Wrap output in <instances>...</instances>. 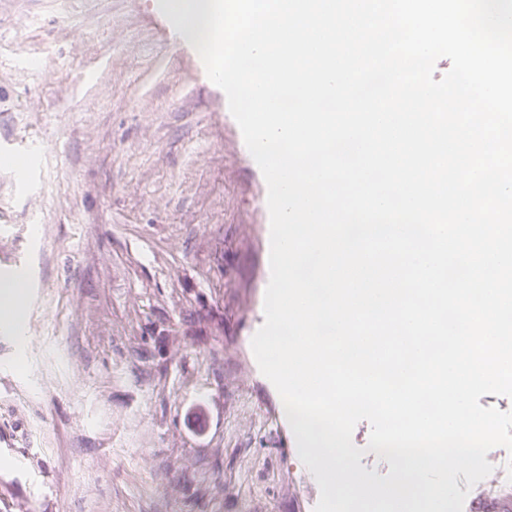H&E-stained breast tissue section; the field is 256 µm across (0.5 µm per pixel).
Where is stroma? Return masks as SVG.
I'll list each match as a JSON object with an SVG mask.
<instances>
[{
    "label": "stroma",
    "mask_w": 512,
    "mask_h": 512,
    "mask_svg": "<svg viewBox=\"0 0 512 512\" xmlns=\"http://www.w3.org/2000/svg\"><path fill=\"white\" fill-rule=\"evenodd\" d=\"M264 176L155 0H0V512H303L262 403ZM28 282L20 277L0 284V322L13 336L23 337L28 305Z\"/></svg>",
    "instance_id": "1"
}]
</instances>
